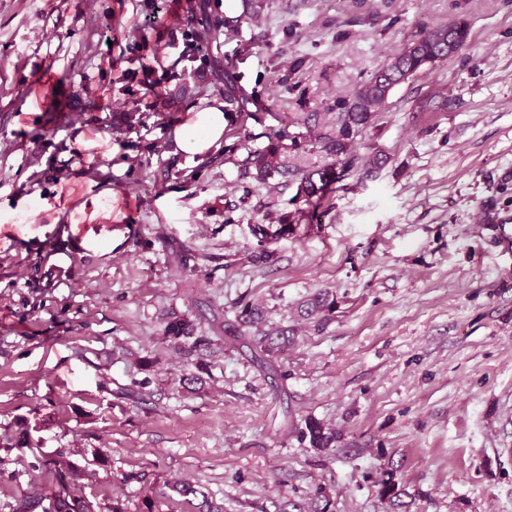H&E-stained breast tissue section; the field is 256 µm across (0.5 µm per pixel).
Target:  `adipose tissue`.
<instances>
[{
    "mask_svg": "<svg viewBox=\"0 0 512 512\" xmlns=\"http://www.w3.org/2000/svg\"><path fill=\"white\" fill-rule=\"evenodd\" d=\"M228 122L224 105L211 101L210 105L189 112L188 119L174 131L171 146L174 152L189 156H204L219 146Z\"/></svg>",
    "mask_w": 512,
    "mask_h": 512,
    "instance_id": "adipose-tissue-1",
    "label": "adipose tissue"
}]
</instances>
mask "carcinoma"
Returning <instances> with one entry per match:
<instances>
[{"mask_svg": "<svg viewBox=\"0 0 512 512\" xmlns=\"http://www.w3.org/2000/svg\"><path fill=\"white\" fill-rule=\"evenodd\" d=\"M468 37L469 29L464 21H450L448 26L427 32L394 54L345 103L343 111L336 113V132L321 136L324 148L338 160L353 159L355 138L371 124L375 112L385 102L391 89L426 65L453 56L466 44ZM248 103L249 98L243 91L236 89L235 84H229L224 96V112L228 122H234L242 112L250 119L255 118V113L246 111ZM265 137L268 144L250 151L246 159V164L255 170L259 179L282 172L281 151L285 149V141H295V136L284 127L266 129ZM342 177L334 163L308 170L301 177L299 192L305 201L318 203ZM333 304L329 292L319 291L303 302L301 312L307 318L317 319L320 324L332 312ZM265 323L263 308L246 301L241 303L236 319L224 323V335L242 342L249 349L258 369L268 373L274 370L273 359L295 342V336L294 330L288 327L267 328ZM165 334L188 355L211 345L209 337L194 335L192 322L185 318L169 322ZM298 434L300 440L309 441L312 448H329L340 439L338 432L310 418L304 420ZM56 475L61 491L49 499V503H44L42 497L28 498L12 506V512H97L89 500L70 489V483L80 476V469L75 463L68 462L65 467L56 469Z\"/></svg>", "mask_w": 512, "mask_h": 512, "instance_id": "carcinoma-1", "label": "carcinoma"}]
</instances>
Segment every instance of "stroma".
<instances>
[{
  "mask_svg": "<svg viewBox=\"0 0 512 512\" xmlns=\"http://www.w3.org/2000/svg\"><path fill=\"white\" fill-rule=\"evenodd\" d=\"M151 2L0 0V204L31 199L0 246V512L58 492L34 463L60 452L85 469L77 492L126 512H196L176 480L224 512L319 492L389 512V478L409 512H512V0H159L145 29ZM458 19L466 44L393 88L307 213L301 176L331 161L316 134ZM209 23L208 56L178 62ZM230 79L256 119L207 157L171 153ZM271 126L296 146L260 181L242 162ZM91 177L112 238L75 262ZM321 289L317 328L297 307ZM245 301L298 330L275 375L224 338ZM176 317L210 348L167 341ZM307 418L336 446L300 442Z\"/></svg>",
  "mask_w": 512,
  "mask_h": 512,
  "instance_id": "stroma-1",
  "label": "stroma"
}]
</instances>
